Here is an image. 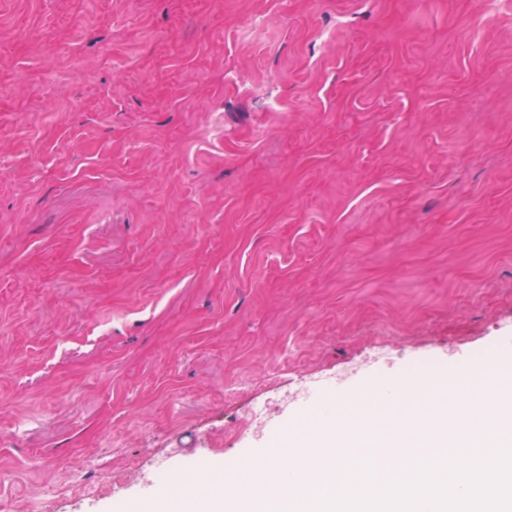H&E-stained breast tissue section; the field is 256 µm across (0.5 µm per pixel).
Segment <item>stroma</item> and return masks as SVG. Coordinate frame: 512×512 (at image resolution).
Returning <instances> with one entry per match:
<instances>
[{
    "label": "stroma",
    "instance_id": "stroma-1",
    "mask_svg": "<svg viewBox=\"0 0 512 512\" xmlns=\"http://www.w3.org/2000/svg\"><path fill=\"white\" fill-rule=\"evenodd\" d=\"M509 341L512 0H0V512Z\"/></svg>",
    "mask_w": 512,
    "mask_h": 512
}]
</instances>
